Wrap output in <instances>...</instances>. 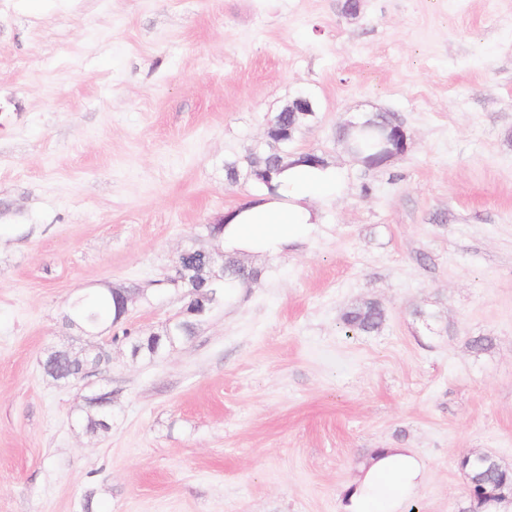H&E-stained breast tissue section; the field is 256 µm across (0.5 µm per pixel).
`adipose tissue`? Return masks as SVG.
<instances>
[{
    "label": "adipose tissue",
    "instance_id": "1",
    "mask_svg": "<svg viewBox=\"0 0 512 512\" xmlns=\"http://www.w3.org/2000/svg\"><path fill=\"white\" fill-rule=\"evenodd\" d=\"M278 195L258 193L250 205L227 213L222 241L228 254L277 256L317 224L318 193L339 189L332 166L310 167L288 158ZM424 477L422 459L409 448H382L363 462L345 495V512H408Z\"/></svg>",
    "mask_w": 512,
    "mask_h": 512
}]
</instances>
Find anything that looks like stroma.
<instances>
[{
	"label": "stroma",
	"instance_id": "stroma-1",
	"mask_svg": "<svg viewBox=\"0 0 512 512\" xmlns=\"http://www.w3.org/2000/svg\"><path fill=\"white\" fill-rule=\"evenodd\" d=\"M341 3L0 0V512H344L390 446L425 463L418 512H460L459 457L512 468V0ZM301 93L293 150L346 187L305 240L157 358L65 326L102 288L135 291L139 333L178 314L179 253L258 193L225 159ZM369 110L408 135L378 169L336 140ZM367 300L385 322L345 335ZM98 344L97 374H45ZM83 420L86 429L89 431H106L110 428L112 422V410L107 404L89 401Z\"/></svg>",
	"mask_w": 512,
	"mask_h": 512
}]
</instances>
